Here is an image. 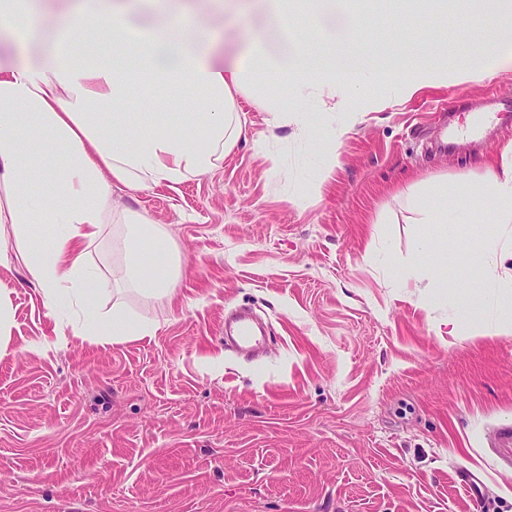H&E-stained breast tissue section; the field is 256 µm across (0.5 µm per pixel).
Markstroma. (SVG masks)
Returning <instances> with one entry per match:
<instances>
[{
  "instance_id": "stroma-1",
  "label": "stroma",
  "mask_w": 512,
  "mask_h": 512,
  "mask_svg": "<svg viewBox=\"0 0 512 512\" xmlns=\"http://www.w3.org/2000/svg\"><path fill=\"white\" fill-rule=\"evenodd\" d=\"M430 0H335L320 20L293 16L295 43L347 41L375 68L429 56ZM400 15L402 26L389 29ZM263 31L257 16L217 13L225 53ZM447 80L391 104L333 101L325 126L274 127L245 94L246 135L216 168L176 187L114 190L116 210L175 240L182 274L169 298L122 291L146 336L98 346L70 338L42 355L29 341L70 331L21 263L0 266L12 314L0 348V512H512V333L468 320L463 277L427 288V248L462 255L496 229L425 224L423 205L454 190L512 141V70ZM344 129L334 144L328 128ZM107 225L89 263L104 284L122 258ZM247 306L270 327L258 362L224 348V314Z\"/></svg>"
}]
</instances>
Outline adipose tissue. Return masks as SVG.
Returning <instances> with one entry per match:
<instances>
[{
  "instance_id": "adipose-tissue-1",
  "label": "adipose tissue",
  "mask_w": 512,
  "mask_h": 512,
  "mask_svg": "<svg viewBox=\"0 0 512 512\" xmlns=\"http://www.w3.org/2000/svg\"><path fill=\"white\" fill-rule=\"evenodd\" d=\"M271 24L300 13L319 16L328 0H251ZM467 16L479 41L458 46L462 81L485 78L486 58L512 67V0H475ZM209 14L187 0H71L63 11L52 0H0V32L12 50L0 52V224L13 225L17 238L32 241L44 224L59 230L47 247L21 252L19 259L53 312L75 313L74 337L120 344L146 334L122 303L100 312L102 281L90 267V248L112 221V190L135 193L165 184L176 186L211 171L241 137L231 102L244 82L263 89L288 85L287 102L265 107L276 126L307 130L322 113L309 104L336 100L357 111L359 90H383L401 98L422 88L428 69L409 65L383 73L370 68L340 41L317 55L305 47L263 60L261 47L239 58L217 60L207 38ZM52 24L56 37L45 40ZM111 61H104V54ZM178 88L193 100L177 124L158 119L153 89ZM139 97V116L128 113ZM460 213L488 209L495 223L512 224V143L498 166L464 177L454 202L440 200L426 221L442 223L449 205ZM126 239L114 283L162 299L179 274L169 233L142 216H125ZM465 265L486 277L464 295L477 330L487 307L512 332V241L477 240ZM452 323L450 335L462 333Z\"/></svg>"
}]
</instances>
